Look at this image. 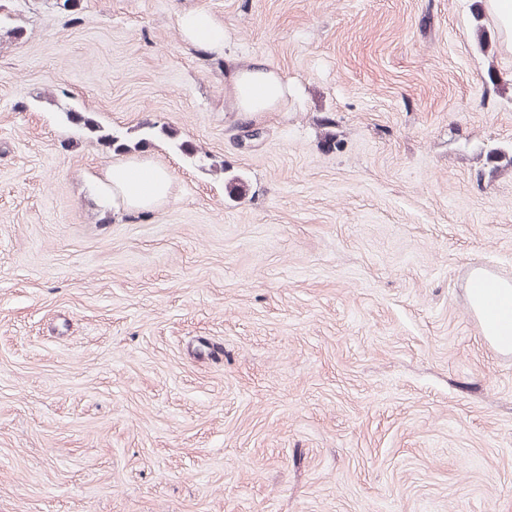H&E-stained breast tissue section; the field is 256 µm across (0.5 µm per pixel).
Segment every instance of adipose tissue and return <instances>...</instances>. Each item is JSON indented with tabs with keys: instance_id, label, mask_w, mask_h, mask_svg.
<instances>
[{
	"instance_id": "obj_1",
	"label": "adipose tissue",
	"mask_w": 512,
	"mask_h": 512,
	"mask_svg": "<svg viewBox=\"0 0 512 512\" xmlns=\"http://www.w3.org/2000/svg\"><path fill=\"white\" fill-rule=\"evenodd\" d=\"M179 27L184 38L211 49L224 47V29L205 11L184 14ZM238 112L255 115L272 111L287 91L281 77L268 67L255 63L234 67L230 74ZM113 198L127 213L152 211L167 199L171 177L167 170L127 160L112 164L106 172ZM468 303L480 321L485 338L498 350L512 352V283L475 274L467 290Z\"/></svg>"
}]
</instances>
